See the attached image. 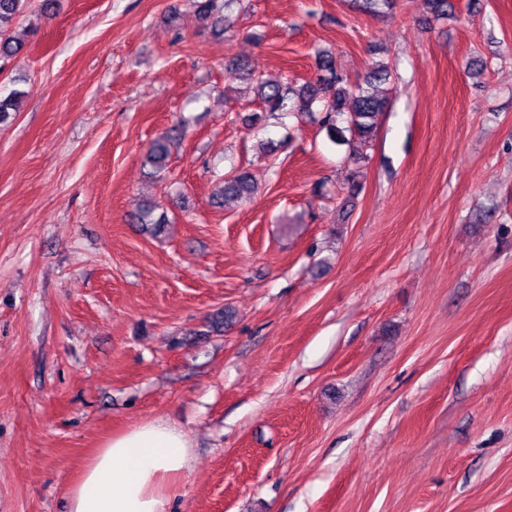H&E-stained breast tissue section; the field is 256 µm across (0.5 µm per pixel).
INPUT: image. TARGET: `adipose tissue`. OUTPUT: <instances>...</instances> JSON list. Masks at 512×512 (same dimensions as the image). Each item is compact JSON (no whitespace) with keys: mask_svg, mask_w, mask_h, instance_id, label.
<instances>
[{"mask_svg":"<svg viewBox=\"0 0 512 512\" xmlns=\"http://www.w3.org/2000/svg\"><path fill=\"white\" fill-rule=\"evenodd\" d=\"M176 428L149 421L105 440L67 495V512H166L168 488L189 468Z\"/></svg>","mask_w":512,"mask_h":512,"instance_id":"1","label":"adipose tissue"}]
</instances>
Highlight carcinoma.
I'll return each mask as SVG.
<instances>
[{
	"label": "carcinoma",
	"mask_w": 512,
	"mask_h": 512,
	"mask_svg": "<svg viewBox=\"0 0 512 512\" xmlns=\"http://www.w3.org/2000/svg\"><path fill=\"white\" fill-rule=\"evenodd\" d=\"M28 0H0V61H8L24 48V42L14 34L16 20L23 15ZM240 0H195L200 20L216 27L232 26L235 23L231 7ZM427 9L434 20L446 19L455 13L452 0H426ZM234 78L252 84L254 101L261 112L274 117L318 114V123L325 130L330 142L352 147L351 156L358 159L361 150L370 146L374 139L375 117L388 105V97L371 89L372 84L388 82L393 78V69L388 62L379 63L369 69L361 83H350L336 69L334 56L319 52L315 59L314 76L300 83L295 79L266 80L249 69L248 64L238 60L232 63ZM24 91L14 86L0 87V123L9 114L17 111ZM171 139L163 136L149 145L145 163L154 172L164 171L170 157ZM258 187L247 168L233 167L220 177V188L215 200L222 203L228 199L250 200L256 196ZM135 223L152 235L164 232L169 223L167 213L153 201L137 203L132 215Z\"/></svg>",
	"instance_id": "obj_1"
}]
</instances>
